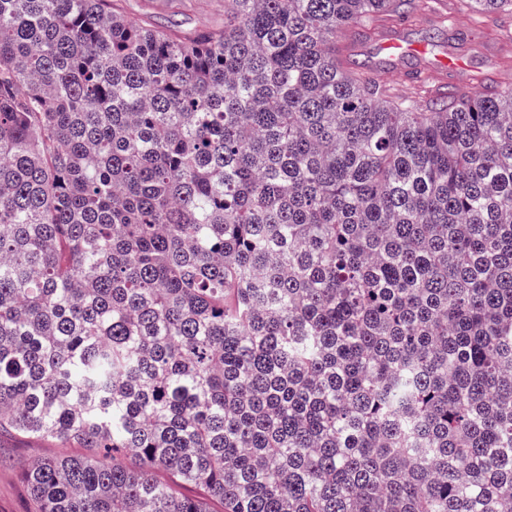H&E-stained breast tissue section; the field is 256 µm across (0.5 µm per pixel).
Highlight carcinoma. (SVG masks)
<instances>
[{
	"label": "carcinoma",
	"instance_id": "carcinoma-1",
	"mask_svg": "<svg viewBox=\"0 0 512 512\" xmlns=\"http://www.w3.org/2000/svg\"><path fill=\"white\" fill-rule=\"evenodd\" d=\"M433 4L0 0V434L90 449L37 512H512V87L336 41ZM118 3L132 20L150 13L157 23L175 24L184 31L224 20V0H121Z\"/></svg>",
	"mask_w": 512,
	"mask_h": 512
}]
</instances>
